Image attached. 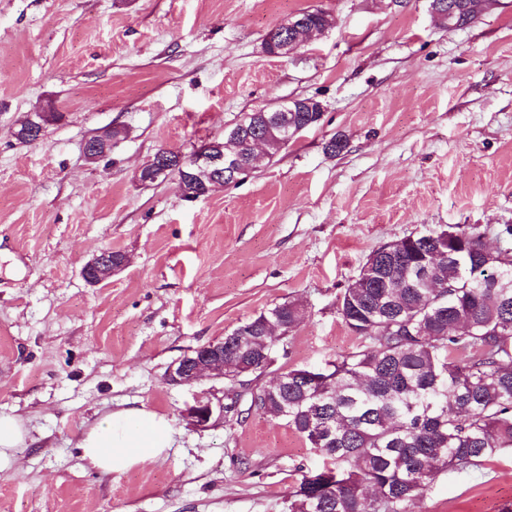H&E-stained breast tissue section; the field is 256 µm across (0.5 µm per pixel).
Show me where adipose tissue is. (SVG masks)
Listing matches in <instances>:
<instances>
[{
    "label": "adipose tissue",
    "mask_w": 512,
    "mask_h": 512,
    "mask_svg": "<svg viewBox=\"0 0 512 512\" xmlns=\"http://www.w3.org/2000/svg\"><path fill=\"white\" fill-rule=\"evenodd\" d=\"M173 444L171 420L143 406L104 414L79 442L83 460L104 473H121L159 458Z\"/></svg>",
    "instance_id": "obj_1"
}]
</instances>
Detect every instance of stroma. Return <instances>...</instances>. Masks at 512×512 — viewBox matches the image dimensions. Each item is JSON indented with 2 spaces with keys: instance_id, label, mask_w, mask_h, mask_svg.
Wrapping results in <instances>:
<instances>
[{
  "instance_id": "stroma-1",
  "label": "stroma",
  "mask_w": 512,
  "mask_h": 512,
  "mask_svg": "<svg viewBox=\"0 0 512 512\" xmlns=\"http://www.w3.org/2000/svg\"><path fill=\"white\" fill-rule=\"evenodd\" d=\"M334 28L286 58L268 30L308 10ZM312 97L320 123L271 162L190 201L136 170L191 155L249 112ZM60 121L19 142L16 120ZM121 127L100 161L93 132ZM343 152L327 153L334 135ZM512 224V0L459 29L430 0H0V417L29 442L0 465V512H288L326 460L247 386L321 368L361 340L337 301L375 249L427 228ZM104 250L127 266L90 285ZM295 300L275 361L238 383L167 380L188 349ZM236 399L205 429L196 398ZM172 420L175 445L123 473L93 469L85 429L119 407ZM512 449L439 473L410 512H499Z\"/></svg>"
}]
</instances>
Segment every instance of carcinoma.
Wrapping results in <instances>:
<instances>
[{
  "mask_svg": "<svg viewBox=\"0 0 512 512\" xmlns=\"http://www.w3.org/2000/svg\"><path fill=\"white\" fill-rule=\"evenodd\" d=\"M296 128L318 124L284 112ZM242 134L213 142L249 157ZM475 225L428 229L371 252L338 298L362 347L329 364L318 384L290 369L280 386L249 389L250 409L283 421L334 467L303 474L288 512H409L425 483L512 448V225L485 251ZM301 304H278L224 339L236 368L276 355L264 321L287 332Z\"/></svg>",
  "mask_w": 512,
  "mask_h": 512,
  "instance_id": "carcinoma-1",
  "label": "carcinoma"
}]
</instances>
